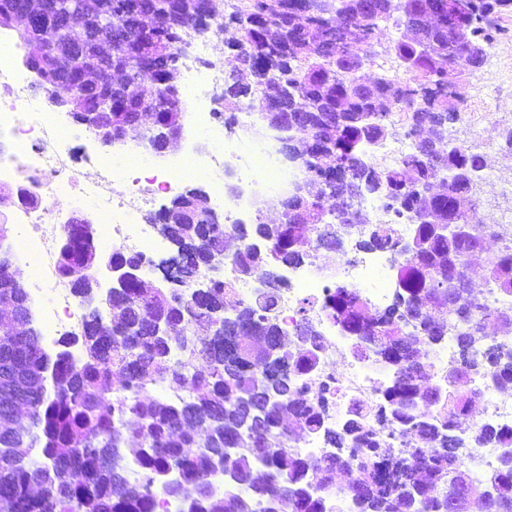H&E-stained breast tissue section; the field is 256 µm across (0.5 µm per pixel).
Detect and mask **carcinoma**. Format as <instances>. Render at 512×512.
Wrapping results in <instances>:
<instances>
[{
    "instance_id": "cac0c4a2",
    "label": "carcinoma",
    "mask_w": 512,
    "mask_h": 512,
    "mask_svg": "<svg viewBox=\"0 0 512 512\" xmlns=\"http://www.w3.org/2000/svg\"><path fill=\"white\" fill-rule=\"evenodd\" d=\"M26 2L0 0V28L16 31L30 54L53 39L38 84L53 82L79 108L107 113L114 136L136 120L127 87L157 95L164 82L178 87V44L210 28L208 0H49V13L20 31ZM453 8L450 18L446 0H328L326 12L317 0H239L227 14L250 20L224 53L230 78L247 70L269 89L286 85L288 95L262 121L282 140L297 137L309 155L304 192L280 206V222L236 228L238 277L255 281L314 251H337V225L370 224L359 248L394 254L393 304L372 310L358 289L337 282L324 308L354 355L372 354L391 371L376 405L352 408L339 428L325 426L330 401L305 384L319 364L313 325L304 318L288 335L272 313L275 294L245 300L206 271L207 250L224 247L225 231L211 221L207 195L193 189L155 215L171 226L194 277H206L200 290L190 282L188 306L142 275L99 296L94 232L69 225L59 269L87 308L81 330L61 336V350L50 354L30 302L19 304L28 333L7 321L0 389L26 413L14 422L0 414V512H161L158 489L181 512H512V462L501 458L477 475L458 454L475 381L512 388V244L490 225L492 306L466 288L448 291V261L463 278L474 253L458 237L434 234L437 224L482 228L473 184L484 181L487 161L461 142L437 164L438 144L423 137L392 167L366 154L394 132L395 115L413 130L446 131L460 120L464 75L506 33L512 0H453ZM430 13L436 23L417 28ZM143 15L155 27H140ZM97 22L112 24L108 52ZM388 24L412 33L387 49L400 72L359 85ZM88 70L102 82L86 83ZM249 94L234 81L224 101L234 109ZM155 121L150 135L177 133L183 106L159 99ZM368 195L395 221L374 223L359 205ZM403 217L410 252L397 229ZM449 337L456 359L437 382L430 353ZM157 385L178 395L150 394ZM469 431L475 443L512 451V430ZM313 434L336 454L321 459L296 448ZM338 473L350 474L343 486Z\"/></svg>"
}]
</instances>
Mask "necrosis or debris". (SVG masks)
<instances>
[{
    "label": "necrosis or debris",
    "instance_id": "obj_1",
    "mask_svg": "<svg viewBox=\"0 0 512 512\" xmlns=\"http://www.w3.org/2000/svg\"><path fill=\"white\" fill-rule=\"evenodd\" d=\"M207 57L205 72L187 66L188 86L194 106L191 130L183 153L174 162L154 167L151 177L138 178L145 159L139 139H130L123 164L103 160L86 168L75 165L69 152L68 125L49 97L28 94L29 76L17 64L18 43L0 31V135L21 145L17 162L0 158V187L26 189L36 199L50 198L52 216L44 218L36 208L21 204L13 220L23 226L21 248L37 259L38 277L32 296L43 299L38 314L42 344L53 345L65 331L80 328L83 313L70 288L60 277L57 246L65 223L56 219L65 208L91 206L102 218L105 242L124 252L151 255L162 247L151 219L159 196L175 198L194 179H201L219 222L231 227L257 218L269 204L285 199L302 173L289 165L278 138L257 127L251 113H242V138L229 141L213 122L212 104L223 101L224 40L210 36L200 46ZM234 169L241 181L236 193L224 191V172ZM394 259L380 251H366L340 267H328L318 253L301 264L287 267L288 285L279 289L275 314L286 330L299 323L298 309L307 296L325 302L333 280L365 289L367 303L384 309L391 297L390 271ZM323 341L320 364L311 382L332 386L333 412L327 427L342 424L343 415L354 403L374 404L389 374L372 358L359 359L350 352L351 340L342 335L323 310L311 318ZM477 389L483 400L482 423L512 429V391L485 384Z\"/></svg>",
    "mask_w": 512,
    "mask_h": 512
}]
</instances>
